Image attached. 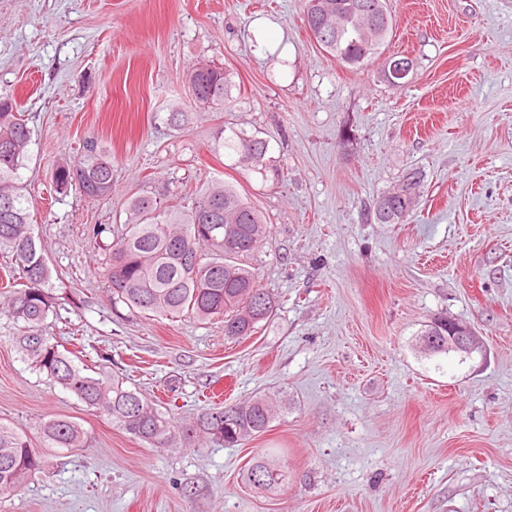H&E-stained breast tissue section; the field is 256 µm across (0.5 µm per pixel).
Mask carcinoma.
<instances>
[{
  "instance_id": "obj_1",
  "label": "carcinoma",
  "mask_w": 512,
  "mask_h": 512,
  "mask_svg": "<svg viewBox=\"0 0 512 512\" xmlns=\"http://www.w3.org/2000/svg\"><path fill=\"white\" fill-rule=\"evenodd\" d=\"M304 18L315 19L318 26L331 31V39L318 44L351 67L379 60L394 27L386 0H306ZM188 84L194 101L201 105L226 109L235 102L230 74L211 62L195 65ZM30 142V128L15 101L1 95L0 250L11 257L19 279V287L10 291L4 306L18 327L13 340L24 361L126 433L160 451L182 441L233 446L267 432L279 410L271 398L208 407L195 419L175 426L140 393L123 388L117 380L108 385L83 373L52 337L43 334L47 317L56 312L58 297L29 222L20 174ZM223 147L238 156L239 167L267 169L269 142L257 134L231 127ZM53 180L59 190L74 186L89 198L104 197L112 192V155L96 140H87L79 157L57 165ZM420 182V172H409L397 190L379 198L370 216L378 224L404 222L415 207ZM89 234L108 251L114 306L123 303L149 316L172 319L220 317L224 335L231 338L253 335L257 325L274 313V299L259 287L256 272L245 263L259 252L269 224L228 182L212 184L188 208L166 205L156 196H137L129 203L125 224H94ZM424 333L441 341L432 355L448 354V316L435 318ZM42 435L55 448L85 444L80 425L66 418L45 422ZM43 466L44 460L29 448L23 435L0 423V493L17 490ZM245 481L262 491L278 488L284 473L277 457L267 454L256 459L245 469Z\"/></svg>"
}]
</instances>
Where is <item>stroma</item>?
Instances as JSON below:
<instances>
[{
	"label": "stroma",
	"instance_id": "obj_1",
	"mask_svg": "<svg viewBox=\"0 0 512 512\" xmlns=\"http://www.w3.org/2000/svg\"><path fill=\"white\" fill-rule=\"evenodd\" d=\"M389 4V48L413 63L396 86L340 67L304 0H0V94L31 130L21 175L61 299L46 335L81 336L90 376L122 377L176 424L218 386L227 405L288 401L241 445L159 451L24 362L1 311L0 422L48 467L0 512H512V0ZM201 61L231 74L230 110L192 104ZM228 126L268 139L270 171L217 151ZM91 138L112 153L111 195L57 191L55 166ZM415 168L405 222L370 221ZM215 180L271 222L252 265L274 317L235 339L219 319L112 305L89 226L125 223L145 191L190 206ZM443 312L484 355L418 352ZM52 418L85 447H48ZM271 450L287 478L264 494L243 470Z\"/></svg>",
	"mask_w": 512,
	"mask_h": 512
}]
</instances>
